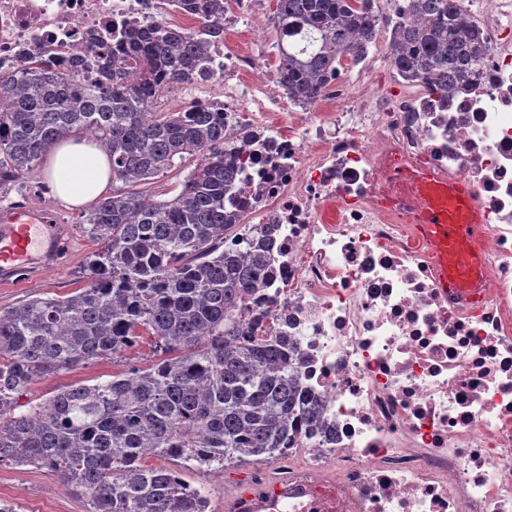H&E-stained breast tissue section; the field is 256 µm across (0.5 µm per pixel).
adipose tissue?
Masks as SVG:
<instances>
[{
  "instance_id": "1",
  "label": "adipose tissue",
  "mask_w": 512,
  "mask_h": 512,
  "mask_svg": "<svg viewBox=\"0 0 512 512\" xmlns=\"http://www.w3.org/2000/svg\"><path fill=\"white\" fill-rule=\"evenodd\" d=\"M44 176L57 200L80 208L107 194L112 187L110 158L99 145L72 134L49 154Z\"/></svg>"
}]
</instances>
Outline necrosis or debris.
Here are the masks:
<instances>
[{"instance_id":"1","label":"necrosis or debris","mask_w":512,"mask_h":512,"mask_svg":"<svg viewBox=\"0 0 512 512\" xmlns=\"http://www.w3.org/2000/svg\"><path fill=\"white\" fill-rule=\"evenodd\" d=\"M460 7L488 52L445 98L367 69L297 107L223 35L204 87L171 93L224 119L241 172L228 206L272 256L245 319L291 343L320 410L275 484L290 512H512V0ZM168 17L167 0H0V71L34 53L88 65ZM398 171L471 186L487 227L478 294L439 286Z\"/></svg>"}]
</instances>
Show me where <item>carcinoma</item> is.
Returning <instances> with one entry per match:
<instances>
[{
    "label": "carcinoma",
    "instance_id": "cac0c4a2",
    "mask_svg": "<svg viewBox=\"0 0 512 512\" xmlns=\"http://www.w3.org/2000/svg\"><path fill=\"white\" fill-rule=\"evenodd\" d=\"M226 3L169 0L199 26L136 28L98 57L91 79L77 58L61 67L41 55L0 72V189L33 176L73 132L111 159L112 195L85 213L97 245L85 283L0 308V463L58 475L88 512H208L203 491L147 458L209 470L282 459L317 421L292 355L243 319L270 256L224 208L239 177L224 122L158 109L171 89L208 74L206 36L219 33ZM404 3L391 64L446 96L474 76L486 42L459 0ZM272 22L279 82L288 100L312 103L344 56L366 54L379 15L374 0H277ZM189 158L181 192L156 198L155 179ZM144 344L157 356L147 366L20 404L37 381Z\"/></svg>",
    "mask_w": 512,
    "mask_h": 512
}]
</instances>
